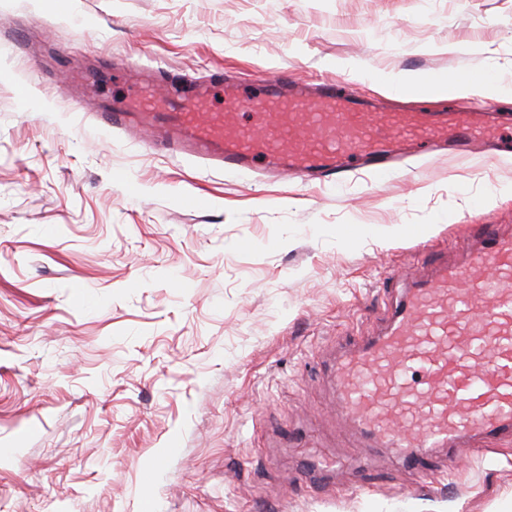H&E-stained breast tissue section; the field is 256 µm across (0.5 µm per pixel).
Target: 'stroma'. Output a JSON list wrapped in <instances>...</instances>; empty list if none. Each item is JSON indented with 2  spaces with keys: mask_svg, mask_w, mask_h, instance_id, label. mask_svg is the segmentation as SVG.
<instances>
[{
  "mask_svg": "<svg viewBox=\"0 0 512 512\" xmlns=\"http://www.w3.org/2000/svg\"><path fill=\"white\" fill-rule=\"evenodd\" d=\"M130 60L167 87L285 71L512 113V0H0V512H512L511 436L437 450L424 481L345 421L330 371L464 239L512 232V153L381 185L227 174L97 125ZM403 72L500 94L398 98Z\"/></svg>",
  "mask_w": 512,
  "mask_h": 512,
  "instance_id": "35a3bbf8",
  "label": "stroma"
}]
</instances>
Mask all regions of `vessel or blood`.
Here are the masks:
<instances>
[{
    "instance_id": "vessel-or-blood-1",
    "label": "vessel or blood",
    "mask_w": 512,
    "mask_h": 512,
    "mask_svg": "<svg viewBox=\"0 0 512 512\" xmlns=\"http://www.w3.org/2000/svg\"><path fill=\"white\" fill-rule=\"evenodd\" d=\"M214 79L189 91L158 90L154 74L95 117L107 130H136L149 148L236 172L278 178L321 175L343 182L356 160L372 180L398 175L394 143L476 140L474 114L430 120L419 112L370 113L349 91L311 90L286 73L256 79L250 93ZM252 125H243L241 111ZM466 260L442 266L395 303L385 332L352 344L332 367L339 401L360 431L420 472L434 473L436 449L463 454L472 438L512 434V235H489Z\"/></svg>"
}]
</instances>
